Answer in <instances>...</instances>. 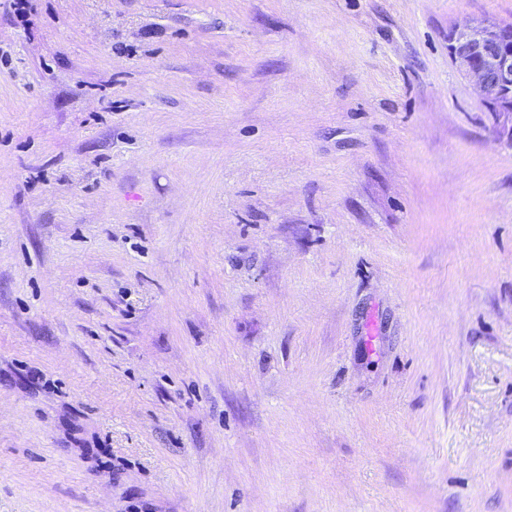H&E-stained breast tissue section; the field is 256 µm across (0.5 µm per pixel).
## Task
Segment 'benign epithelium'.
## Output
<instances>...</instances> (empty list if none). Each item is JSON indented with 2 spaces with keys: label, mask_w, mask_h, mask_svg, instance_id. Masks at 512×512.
Returning <instances> with one entry per match:
<instances>
[{
  "label": "benign epithelium",
  "mask_w": 512,
  "mask_h": 512,
  "mask_svg": "<svg viewBox=\"0 0 512 512\" xmlns=\"http://www.w3.org/2000/svg\"><path fill=\"white\" fill-rule=\"evenodd\" d=\"M448 54L512 140V25L467 17L448 31Z\"/></svg>",
  "instance_id": "1"
}]
</instances>
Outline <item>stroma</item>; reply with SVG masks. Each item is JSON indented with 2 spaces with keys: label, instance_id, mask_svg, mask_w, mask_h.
Instances as JSON below:
<instances>
[{
  "label": "stroma",
  "instance_id": "1",
  "mask_svg": "<svg viewBox=\"0 0 512 512\" xmlns=\"http://www.w3.org/2000/svg\"><path fill=\"white\" fill-rule=\"evenodd\" d=\"M512 0H0V512H512ZM448 54L512 141V25L467 17L448 31Z\"/></svg>",
  "mask_w": 512,
  "mask_h": 512
}]
</instances>
